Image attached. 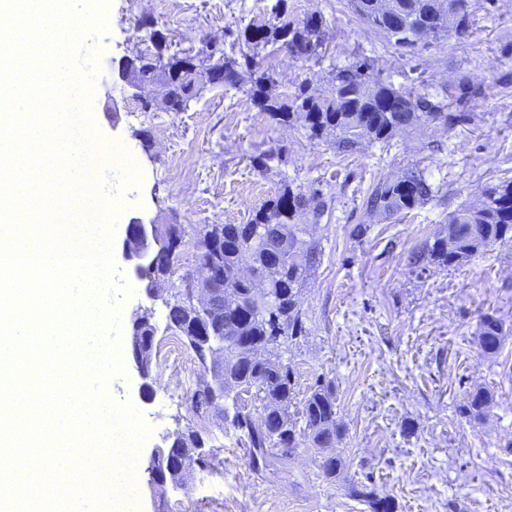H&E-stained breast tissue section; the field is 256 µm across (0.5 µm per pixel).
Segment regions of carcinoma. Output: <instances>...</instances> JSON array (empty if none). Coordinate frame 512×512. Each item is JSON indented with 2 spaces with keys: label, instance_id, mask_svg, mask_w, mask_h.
Segmentation results:
<instances>
[{
  "label": "carcinoma",
  "instance_id": "carcinoma-1",
  "mask_svg": "<svg viewBox=\"0 0 512 512\" xmlns=\"http://www.w3.org/2000/svg\"><path fill=\"white\" fill-rule=\"evenodd\" d=\"M372 2L350 0L356 15L396 47L428 46L450 29L460 40L469 37L468 0H450L446 10L438 8V0H390L386 13L372 9ZM323 36L324 30L290 20L284 13L276 22L247 26L244 31L248 46L286 44L305 60L318 55ZM204 53L207 61L218 57L224 64V83L236 87L239 61L235 54L219 46ZM138 68L147 81L164 77L158 56L140 57ZM272 81L268 70L261 71L254 81L251 93L259 109L280 124L300 123L310 140L333 139L338 153L355 151L363 139L386 142L398 130L428 121L440 120L453 129L467 121V104L479 94V86L461 75L452 84L448 102L435 101L416 90L397 89L384 82L366 60L333 67L320 93L313 94L301 84L286 102L263 92ZM202 84L201 72L175 83L181 110H187ZM432 197L433 189L423 171L412 165L397 178L375 182L364 206L370 212L394 216ZM327 210L321 191L307 195L286 184L248 223L214 224L210 231L224 237V337L231 338L234 348L224 355V406L214 404L197 384L187 394L189 409L200 420L221 424L223 433L245 443L247 452L262 449L270 464L287 460L303 438L310 447L325 450L345 433L336 417V390L323 377L309 386L295 413L288 411L295 400L297 379L285 354L290 344L306 333L299 294L321 254L319 244L304 239L308 228L304 220L317 221ZM508 241L512 242V179L487 187L460 205L433 239L411 252L409 263L422 270L429 265L447 269ZM244 263L266 279L265 294L252 293L251 285L237 278V269ZM166 329L179 336L198 364H203V355L193 345L194 322H170ZM504 336L498 319L483 316L479 325L483 354H497ZM491 404L490 391L477 387L458 412L467 422L476 423L486 417ZM351 493L366 502L370 512H395L392 499L378 496L365 484L352 485Z\"/></svg>",
  "mask_w": 512,
  "mask_h": 512
}]
</instances>
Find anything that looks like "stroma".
I'll return each instance as SVG.
<instances>
[{"label": "stroma", "instance_id": "stroma-1", "mask_svg": "<svg viewBox=\"0 0 512 512\" xmlns=\"http://www.w3.org/2000/svg\"><path fill=\"white\" fill-rule=\"evenodd\" d=\"M469 3V39L449 32L406 51L363 24L350 0H286L292 17L324 16V58L259 51L258 67L274 74L272 97L286 100L303 82L318 92L332 66L357 57L387 83L437 100L463 72L484 88L465 124L433 121L340 154L330 141L272 122L255 106L251 80L236 89L204 86L188 110L165 112L129 98L118 76L120 59L153 50L140 39L141 17H151L172 48H226L247 24L272 21L277 0H109L91 113L101 143L125 148L141 175L124 193L113 242L134 215L197 228L247 223L286 183L321 190L329 204L308 225L322 255L300 296L309 334L288 357L299 396L320 376L335 386L336 417L346 427L332 450L344 464L340 475L326 480L321 455L304 444L285 464L253 472L244 444L210 423L203 437L216 460L169 491L166 512H369L351 493L364 481L397 512H512V243L449 269L408 264L410 251L481 187L512 177V0ZM111 97L121 103L115 117L105 110ZM267 150L280 163L255 168L253 156ZM415 163L436 196L389 220L368 213L363 197L372 182ZM359 224L367 232L357 238ZM486 314L506 332L491 357L477 336ZM153 376L148 392L131 368L108 385L151 429L143 457L167 432L198 423L186 400L200 376L193 353L155 364ZM476 387L493 395L479 424L458 413Z\"/></svg>", "mask_w": 512, "mask_h": 512}]
</instances>
